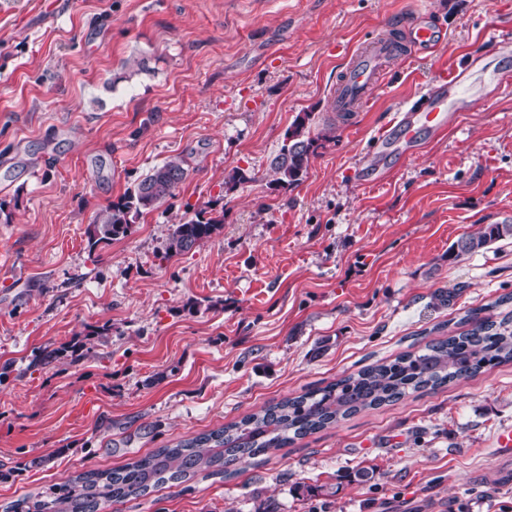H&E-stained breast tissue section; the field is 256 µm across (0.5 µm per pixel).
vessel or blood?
Instances as JSON below:
<instances>
[{
    "label": "vessel or blood",
    "mask_w": 512,
    "mask_h": 512,
    "mask_svg": "<svg viewBox=\"0 0 512 512\" xmlns=\"http://www.w3.org/2000/svg\"><path fill=\"white\" fill-rule=\"evenodd\" d=\"M408 52L396 49L391 41L376 40L351 55L344 71L336 80L332 104L339 112L361 111L374 89L380 86L391 65L405 63L408 56L435 51L442 33L427 18L408 19L404 24ZM468 66L453 67L438 81V90L423 95L408 108L387 136L378 139L384 152L406 154L414 150L416 135L427 128L437 132L447 129L462 111L461 94L469 83Z\"/></svg>",
    "instance_id": "obj_1"
}]
</instances>
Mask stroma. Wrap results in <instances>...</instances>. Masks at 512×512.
I'll return each instance as SVG.
<instances>
[{
  "label": "stroma",
  "mask_w": 512,
  "mask_h": 512,
  "mask_svg": "<svg viewBox=\"0 0 512 512\" xmlns=\"http://www.w3.org/2000/svg\"><path fill=\"white\" fill-rule=\"evenodd\" d=\"M418 14L441 47L392 69L364 111L331 112L352 51ZM501 41L512 0H0V507L419 351L512 294L511 239L448 257L512 218V83L477 74L476 108L447 135L420 130L409 158L374 148L440 69L512 70ZM305 112L329 139L276 187ZM175 157L173 197L90 247L96 216ZM236 168L247 182L223 191ZM213 200L219 233L165 257L172 225ZM43 351L55 360L31 367ZM505 427L512 362L118 512H512ZM510 222V220H504ZM487 224L477 234L465 235L459 238L448 251L449 259H457L463 255L473 254L486 248L488 245L512 239V224Z\"/></svg>",
  "instance_id": "35a3bbf8"
}]
</instances>
